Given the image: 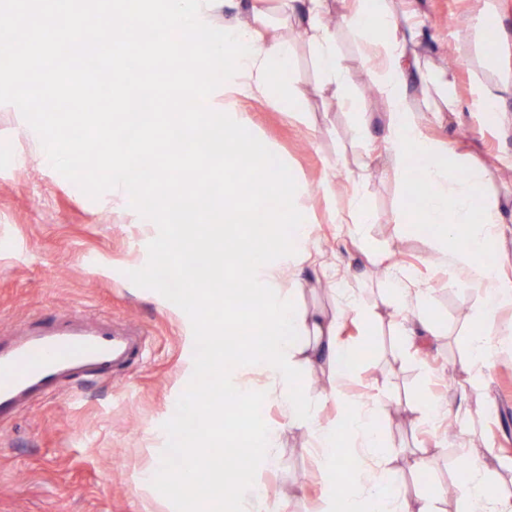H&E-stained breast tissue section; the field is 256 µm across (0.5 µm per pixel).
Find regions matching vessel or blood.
Returning a JSON list of instances; mask_svg holds the SVG:
<instances>
[{
  "instance_id": "obj_1",
  "label": "vessel or blood",
  "mask_w": 512,
  "mask_h": 512,
  "mask_svg": "<svg viewBox=\"0 0 512 512\" xmlns=\"http://www.w3.org/2000/svg\"><path fill=\"white\" fill-rule=\"evenodd\" d=\"M141 337L112 319L65 314L0 343V422L80 375L110 376L140 353Z\"/></svg>"
}]
</instances>
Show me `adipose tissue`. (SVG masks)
Masks as SVG:
<instances>
[{"label": "adipose tissue", "instance_id": "1", "mask_svg": "<svg viewBox=\"0 0 512 512\" xmlns=\"http://www.w3.org/2000/svg\"><path fill=\"white\" fill-rule=\"evenodd\" d=\"M344 21L353 26L363 45L368 83L382 98L387 121L380 135L361 129L362 138L382 149L406 182L417 202L403 211L400 223L413 225L444 248L449 264L469 268L475 283L484 288V319L491 320L503 306L512 305V278L499 263L490 260L506 237L508 218L496 198L487 191L490 166L475 162L454 145H444L425 132L411 106L410 87H418L429 101V119L439 120L441 112L457 111L460 101L454 92L452 69L425 67L411 55L423 22L397 17L387 0H340ZM328 0H279L284 13L293 15L307 41L316 51L320 84L338 104H350L348 85L336 44L326 23ZM269 0H247L236 17V25L251 33L259 53L243 58L244 75L231 79L229 88L216 95L213 106H227L239 96L262 99L306 122V104L291 73V51L287 39L268 21ZM428 119V120H429ZM465 233L466 246L455 244ZM366 320L367 312L354 299L332 315L305 312V342L280 344L297 364H305L328 377L330 398L337 414L329 421L315 420L307 430L317 447L322 490L318 512H440L442 489L434 488L408 499L395 491L397 477L385 453V441L378 428V416L387 404L375 398L364 409L352 401L345 384L356 374L360 362L357 347L343 346L338 336L347 318ZM355 452L359 471L354 483L340 487L337 481L336 451ZM485 450L469 451L468 466L456 483L457 495L470 503V512H512V498L499 494L494 486L496 470L503 460L487 464Z\"/></svg>", "mask_w": 512, "mask_h": 512}]
</instances>
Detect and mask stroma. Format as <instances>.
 Masks as SVG:
<instances>
[{"mask_svg":"<svg viewBox=\"0 0 512 512\" xmlns=\"http://www.w3.org/2000/svg\"><path fill=\"white\" fill-rule=\"evenodd\" d=\"M389 5L395 13L423 17L417 47L422 62L449 63L455 70L461 108L430 125V136L457 144L479 161L512 157V0H497L490 30L489 49L505 77L497 99L501 123L493 128L484 124L469 75L472 47L466 30L479 20L472 0H389ZM329 9L338 18L330 31L355 108L326 105L313 50L295 21L278 13L273 19L291 45L293 78L307 100L310 123L296 124L258 99L238 98L236 107L249 113L252 134L301 177L317 247L332 254L337 272L346 277L345 288L372 310L368 326L347 322L339 337L345 344L371 347L347 390L363 407L382 391L392 398L379 427L400 493L411 498L455 481L457 463L466 460L470 447L485 446L512 458V350L502 349L483 376L463 370L464 337L478 326L498 336L512 326V308L482 323L481 289L468 284L464 269L440 260L428 238L399 224L400 211L409 205L399 172L382 157L368 171L356 170L365 142L355 130L367 122L380 132L385 105L363 94L360 38L340 22L338 0H331ZM39 152L20 111L0 104V341L10 340L30 320L65 311L105 314L139 329L144 357L118 383L93 376L71 380L61 392L24 404L0 426V512H174L164 496L143 483L142 474L158 467L167 443L162 425L191 379L193 331L179 307L127 276L146 265L157 227L138 223L131 207L113 208L110 194L91 199L42 166ZM330 166L336 169L331 201L319 189ZM357 199L370 214L360 227L352 222ZM335 214L341 223L332 222ZM361 238L387 249L393 264L412 273L416 287L430 290L431 311L443 326L440 335L397 334L394 312L380 302L382 280L357 244ZM301 279L297 301L302 307L330 313L341 305L333 286L312 268H304ZM425 394L469 417V429L449 437L447 417L420 423L406 404ZM262 416L278 433L258 469L264 492L287 502L288 512H316L321 479L312 437L289 426L274 397H266ZM442 435L447 449L437 452L428 472H415L416 449L433 447Z\"/></svg>","mask_w":512,"mask_h":512,"instance_id":"35a3bbf8","label":"stroma"}]
</instances>
